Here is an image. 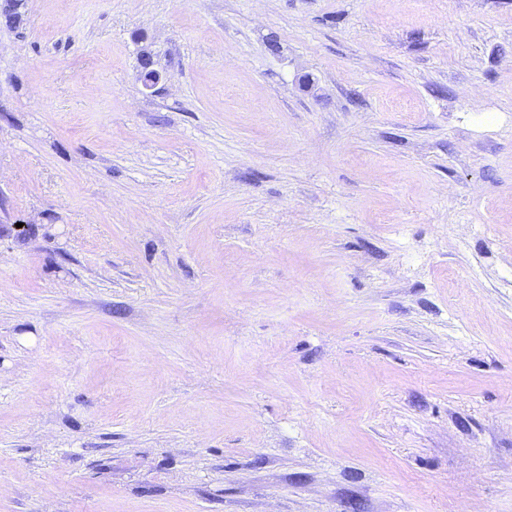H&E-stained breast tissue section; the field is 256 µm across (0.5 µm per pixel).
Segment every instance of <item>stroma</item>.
<instances>
[{
  "instance_id": "obj_1",
  "label": "stroma",
  "mask_w": 512,
  "mask_h": 512,
  "mask_svg": "<svg viewBox=\"0 0 512 512\" xmlns=\"http://www.w3.org/2000/svg\"><path fill=\"white\" fill-rule=\"evenodd\" d=\"M0 512H512V0H26Z\"/></svg>"
}]
</instances>
